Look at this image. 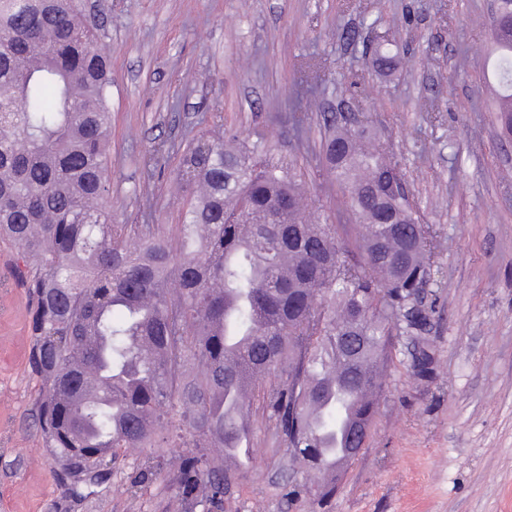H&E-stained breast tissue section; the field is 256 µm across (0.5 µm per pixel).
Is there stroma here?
<instances>
[{
  "mask_svg": "<svg viewBox=\"0 0 512 512\" xmlns=\"http://www.w3.org/2000/svg\"><path fill=\"white\" fill-rule=\"evenodd\" d=\"M111 65L108 181L121 224L180 223L182 156L221 119L225 137L261 134L305 174L309 212L349 214L317 172L323 118L359 112L438 235L432 312L419 372L407 337L362 453L318 505L293 474L260 404L250 457L232 470L222 512H512V136L488 81L497 0H80ZM354 32L355 41L345 38ZM399 62L376 73L370 44ZM306 117L303 135L288 124ZM20 252L0 243V512H164L162 480L131 487V449L108 483L71 496L35 421L32 305Z\"/></svg>",
  "mask_w": 512,
  "mask_h": 512,
  "instance_id": "1",
  "label": "stroma"
}]
</instances>
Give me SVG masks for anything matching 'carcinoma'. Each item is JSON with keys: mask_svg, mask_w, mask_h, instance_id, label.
I'll return each mask as SVG.
<instances>
[{"mask_svg": "<svg viewBox=\"0 0 512 512\" xmlns=\"http://www.w3.org/2000/svg\"><path fill=\"white\" fill-rule=\"evenodd\" d=\"M495 40L502 130L512 133V13ZM384 72L389 47L372 52ZM109 65L78 0H0V241L18 248L32 303L37 424L77 494L129 448L193 449L166 477L179 512L224 498V458L250 438L263 396L274 434L336 488L349 430L371 423L394 336L429 317L430 228L403 194L377 190L389 164L356 114L325 118L321 170L352 224H321L292 162L261 138L199 139L183 156L189 199L174 239L118 224L108 204ZM92 362L104 388L84 395ZM280 382L260 393L265 377ZM148 456L131 486L160 476Z\"/></svg>", "mask_w": 512, "mask_h": 512, "instance_id": "1", "label": "carcinoma"}]
</instances>
